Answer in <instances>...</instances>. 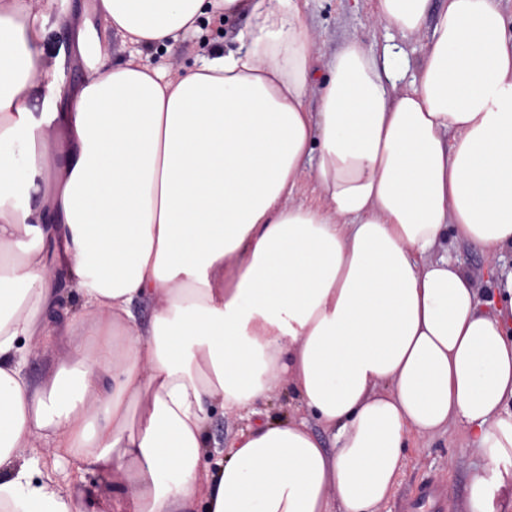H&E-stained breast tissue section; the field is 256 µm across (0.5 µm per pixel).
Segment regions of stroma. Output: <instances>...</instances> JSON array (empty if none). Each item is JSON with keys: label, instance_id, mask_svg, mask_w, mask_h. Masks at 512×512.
Instances as JSON below:
<instances>
[{"label": "stroma", "instance_id": "stroma-1", "mask_svg": "<svg viewBox=\"0 0 512 512\" xmlns=\"http://www.w3.org/2000/svg\"><path fill=\"white\" fill-rule=\"evenodd\" d=\"M91 4L92 0H56L42 43L51 65L49 81L53 86L70 87L84 82L93 73L96 50H105L116 61L127 60L136 51L134 45L123 42L115 32L98 26L87 36L86 55H78L77 30L89 16ZM301 6L304 25L313 37L314 50L320 59L330 58L351 39L368 45L384 38V30L372 25V0H301ZM246 24V17L239 15L222 25H206L204 35H187L172 48L151 53L150 60L173 71L193 65L205 46L231 44ZM448 253L462 261L475 286L483 291L488 288L489 267H496L502 276L512 274V253L508 251L500 253L498 260L493 261L478 248L452 241L448 244ZM74 342V337L58 336L47 344L28 343V378L42 381L52 367L73 360ZM42 446V441H35L33 447L21 451V459L39 458V475L52 476L62 487L76 490L86 512H127L133 491L128 488L123 495L115 494L114 488L120 482L118 475L97 470L77 472L75 461L56 463L51 457L36 456V449ZM406 455V466L390 500L380 512H401L417 488L429 480L446 485L449 512H461L472 474L486 465L483 455L467 446L462 429L454 424L435 436L411 439Z\"/></svg>", "mask_w": 512, "mask_h": 512}]
</instances>
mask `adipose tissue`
I'll use <instances>...</instances> for the list:
<instances>
[{
    "instance_id": "1",
    "label": "adipose tissue",
    "mask_w": 512,
    "mask_h": 512,
    "mask_svg": "<svg viewBox=\"0 0 512 512\" xmlns=\"http://www.w3.org/2000/svg\"><path fill=\"white\" fill-rule=\"evenodd\" d=\"M54 7L0 0V512H81L18 463L37 439L120 475L130 512H378L410 439L452 421L490 459L464 512H512V275L483 299L434 255L450 237L512 249L502 0H374L394 36L319 70L299 0H93L143 50L248 23L175 72L97 53L37 112ZM306 175L319 205L294 202ZM66 290L84 340L31 382L25 347L56 336ZM284 378L334 450L261 422L201 466L212 401L249 409Z\"/></svg>"
}]
</instances>
